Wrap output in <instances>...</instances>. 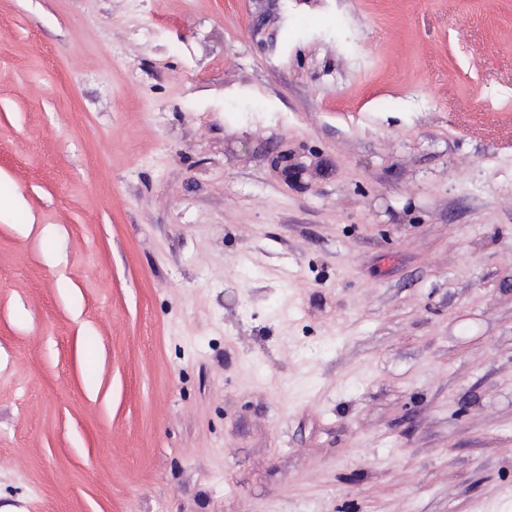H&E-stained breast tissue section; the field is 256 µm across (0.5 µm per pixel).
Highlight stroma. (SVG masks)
<instances>
[{
    "mask_svg": "<svg viewBox=\"0 0 512 512\" xmlns=\"http://www.w3.org/2000/svg\"><path fill=\"white\" fill-rule=\"evenodd\" d=\"M512 0H0V512H512Z\"/></svg>",
    "mask_w": 512,
    "mask_h": 512,
    "instance_id": "obj_1",
    "label": "stroma"
}]
</instances>
